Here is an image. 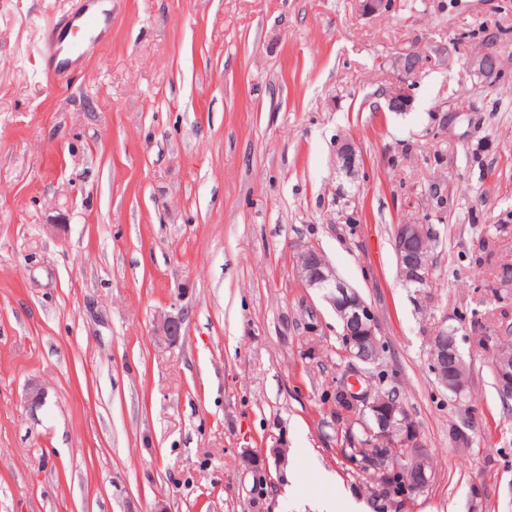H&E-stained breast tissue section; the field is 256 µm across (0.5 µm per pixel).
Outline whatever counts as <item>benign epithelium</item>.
I'll return each mask as SVG.
<instances>
[{
  "mask_svg": "<svg viewBox=\"0 0 512 512\" xmlns=\"http://www.w3.org/2000/svg\"><path fill=\"white\" fill-rule=\"evenodd\" d=\"M488 57L481 54L469 60L473 72L484 82L494 85L498 77L488 67ZM414 53L403 54L393 61V66L402 72H417L425 66V58L412 64ZM411 105L408 89L399 86L387 94V107L390 111H405ZM361 168V157L355 145L349 140H341L336 144V170L339 174L355 179ZM425 224H400L393 237V248L397 259L400 275L404 283H427L432 275L430 259L422 252L415 251L411 244L414 239L427 233ZM299 277L309 288L323 291V297L331 306L338 318L342 335L348 337L347 355L353 360L374 364L380 358L378 341V323L372 307L349 285L343 282L329 266L322 254L313 247H308L299 253L297 265ZM184 333L183 315L161 316L157 322L154 336L160 343L172 344L177 342ZM458 355L457 336L448 335L442 331L433 338L431 365L434 372H439L448 363V354ZM336 393L344 400L351 410L369 413L373 419L371 435L375 438L383 436L388 430L399 424L396 413L400 408L390 402L377 400L374 391L361 390L351 378L345 379L336 386ZM414 437L409 444L412 455L408 463L388 470L383 459L373 458L361 460L358 457L346 458V464L354 469H372L389 479H397L396 499L409 505L423 496L433 482V474L426 470L423 462L424 448L421 432L418 427H412ZM471 428L464 424L454 425L449 430L453 443L458 447H467L471 443Z\"/></svg>",
  "mask_w": 512,
  "mask_h": 512,
  "instance_id": "7a95c632",
  "label": "benign epithelium"
}]
</instances>
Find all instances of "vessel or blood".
I'll list each match as a JSON object with an SVG mask.
<instances>
[{"mask_svg":"<svg viewBox=\"0 0 512 512\" xmlns=\"http://www.w3.org/2000/svg\"><path fill=\"white\" fill-rule=\"evenodd\" d=\"M111 26L112 0H81L74 13L43 30L40 72L67 78Z\"/></svg>","mask_w":512,"mask_h":512,"instance_id":"b4317fda","label":"vessel or blood"}]
</instances>
